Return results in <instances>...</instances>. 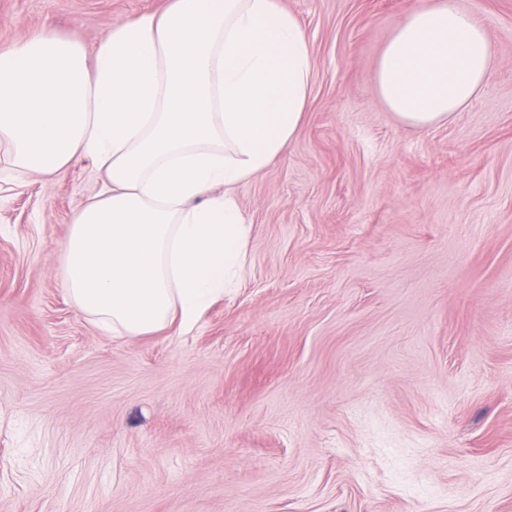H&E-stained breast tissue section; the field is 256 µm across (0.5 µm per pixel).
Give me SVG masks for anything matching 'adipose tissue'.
Here are the masks:
<instances>
[{
  "mask_svg": "<svg viewBox=\"0 0 512 512\" xmlns=\"http://www.w3.org/2000/svg\"><path fill=\"white\" fill-rule=\"evenodd\" d=\"M493 64L472 14L417 0L377 62L376 90L401 121L430 126L462 110ZM311 75L304 31L279 0H169L113 29L91 59L51 33L0 51L12 173L89 162L105 177L59 253L79 314L125 336L195 327L245 265L238 191L294 141Z\"/></svg>",
  "mask_w": 512,
  "mask_h": 512,
  "instance_id": "adipose-tissue-1",
  "label": "adipose tissue"
}]
</instances>
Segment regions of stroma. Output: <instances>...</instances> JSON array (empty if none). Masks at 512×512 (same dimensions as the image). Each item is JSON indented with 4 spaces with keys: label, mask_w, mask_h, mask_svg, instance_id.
Here are the masks:
<instances>
[{
    "label": "stroma",
    "mask_w": 512,
    "mask_h": 512,
    "mask_svg": "<svg viewBox=\"0 0 512 512\" xmlns=\"http://www.w3.org/2000/svg\"><path fill=\"white\" fill-rule=\"evenodd\" d=\"M415 2L280 0L308 110L239 189L246 268L189 333L106 335L66 300L91 164L0 183V512H512V0H456L495 64L426 127L375 88ZM167 3L0 0V50L91 55Z\"/></svg>",
    "instance_id": "stroma-1"
}]
</instances>
